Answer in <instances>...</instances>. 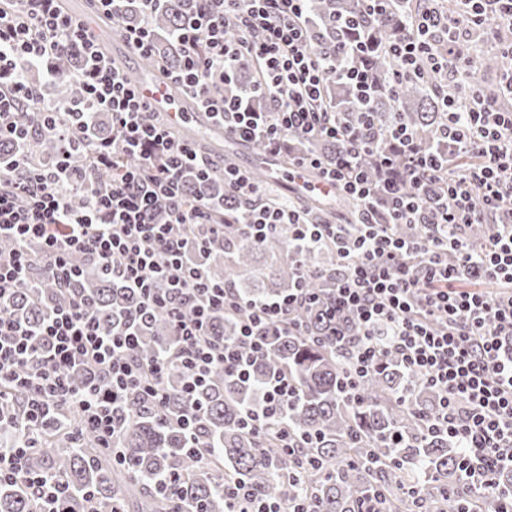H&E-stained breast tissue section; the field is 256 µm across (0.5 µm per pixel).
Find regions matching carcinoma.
Instances as JSON below:
<instances>
[{"label": "carcinoma", "instance_id": "obj_1", "mask_svg": "<svg viewBox=\"0 0 512 512\" xmlns=\"http://www.w3.org/2000/svg\"><path fill=\"white\" fill-rule=\"evenodd\" d=\"M193 0H167L157 14L158 29L168 35L159 52L164 60L142 61V70L154 72L158 66L180 64V49L172 34L188 17ZM422 6L421 0H401L399 10L383 25L349 32L343 39L369 40L362 62L376 79V99L371 123L381 151L393 150L391 129L401 123L413 130L422 144L438 146L436 130L444 121L440 106L442 76L407 79L398 95L388 91L394 61L385 53L389 42L403 35L408 15ZM355 9L354 0H312L310 16L318 35L312 52L337 39L338 13ZM502 66L495 52L482 54L477 68L497 72ZM480 92L497 101L503 111L512 110V98L501 92L500 82L477 83ZM328 92L336 98L338 111L349 115L357 105L352 88L331 81ZM55 138L44 133L28 135L23 151L43 160L59 154ZM310 149L326 159L336 158L342 145L314 140ZM190 197L203 196L215 206L224 205L222 171L202 180L189 172L185 178ZM298 206L318 220L334 215L352 217L356 206L349 196L334 192L323 198L306 197ZM497 232L492 219L466 229L474 251ZM207 275L240 294L282 298L293 288H304L314 301L293 312L302 332L265 337L266 351L258 356L250 378L241 380L226 370L214 372L189 400L181 390L182 371L174 366L167 375V399L161 409L137 393L128 395L116 409L114 419L124 425L117 445L126 462L112 464L110 453L99 447L96 436L83 431L71 446L59 448L56 440L78 424L70 409L62 410L60 424H48L42 439L19 430L12 440L31 445L28 468L64 481L70 495L59 503V512H84V494L91 490L100 505L110 512H126L129 496H135V512H225L224 479H235L257 497L303 500L312 512H363L374 499L387 512H496L512 502V469L496 474L493 486L471 482L466 462L456 440L428 433L426 418L438 406V394L391 356L357 381L352 394L344 391V364L349 349L336 346L331 331L332 288L342 269L330 247L289 253L288 227H281L262 243L246 240L235 224L224 225V236L212 239L200 257ZM81 271L79 290L93 301V312L103 330L112 328L135 310L138 297L120 280L106 273L92 259L73 256ZM56 293L45 276H38L29 288H22L6 306L15 315L30 321L39 318L55 302ZM214 335L231 343L239 335V323L221 313L214 315ZM139 355L155 356L176 345L165 312L155 310L139 321ZM288 373L297 395L288 405L286 423L290 433L309 432L317 439L290 456L280 448L267 447V440L240 427L246 408L264 405L263 389L274 373ZM77 386H107L97 367L69 372ZM201 407L193 434L201 453L188 454V436L183 415L191 404ZM172 471L180 480L174 492L161 495L153 479ZM29 494L16 485L0 483V512H31Z\"/></svg>", "mask_w": 512, "mask_h": 512}]
</instances>
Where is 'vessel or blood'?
I'll return each mask as SVG.
<instances>
[{"label": "vessel or blood", "mask_w": 512, "mask_h": 512, "mask_svg": "<svg viewBox=\"0 0 512 512\" xmlns=\"http://www.w3.org/2000/svg\"><path fill=\"white\" fill-rule=\"evenodd\" d=\"M124 56L123 68L127 76L132 78L153 111L165 114L177 127L194 124L215 128L216 123L210 114L198 107L192 97L177 92L171 83L138 73L136 56L132 50H125Z\"/></svg>", "instance_id": "obj_1"}]
</instances>
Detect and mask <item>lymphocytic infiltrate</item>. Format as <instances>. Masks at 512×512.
Instances as JSON below:
<instances>
[{
	"label": "lymphocytic infiltrate",
	"instance_id": "f902f5d3",
	"mask_svg": "<svg viewBox=\"0 0 512 512\" xmlns=\"http://www.w3.org/2000/svg\"><path fill=\"white\" fill-rule=\"evenodd\" d=\"M139 20L128 23L129 2ZM62 0H0V142L19 145L30 133L44 132L61 144L56 160L39 162L12 153L0 161V386L26 393L22 413L29 430L43 428L63 403L83 414L112 459L123 462L116 445L121 432L112 414L132 392L155 406L166 396L171 366L182 369L185 394H194L218 369L249 377L247 354L265 351L261 330L287 327L304 304L303 290L280 299H245L213 282L194 262L226 224L239 225L259 241L287 227L289 248L305 251L331 246L343 269L334 290L337 314H354L361 339L350 350L355 375L368 373L386 355L403 365L440 396L429 427L454 438L466 457H476L475 477L512 466V113L480 95L471 79L474 37L493 40L512 22V0H460L455 17L442 14L439 0H426L403 38L388 47L396 67L392 85L432 70L458 85L459 96L442 95L445 121L441 142L476 154V166L451 171L448 158L425 147L403 127L392 135L403 149V170L376 147L370 124L373 83L354 61L363 42L339 40L310 50L314 26L310 0H195L190 17L178 27L182 61L166 77L243 142L262 144L280 154L289 138L326 137L342 145L335 161L298 153L293 165L316 171L320 182L357 202V231L344 224L306 220L292 202L263 203L265 185L247 173L224 170V185L234 204L214 210L204 198H190L187 171L208 177L213 164L192 143L176 139L166 118L149 105L117 62L98 48L84 22L65 13ZM97 13L141 57L157 51L152 26L164 0H92ZM234 27L236 39L225 30ZM449 37L440 52L437 35ZM78 51L82 64L60 72L56 61ZM249 58L257 71L250 91L238 88L236 63ZM355 84L360 93L350 117L339 115L327 99L331 80ZM73 85L69 101L50 104L45 86ZM110 116L112 134L88 154L79 148L87 134L81 114ZM169 211L152 219L158 200ZM499 218L498 236L473 251L465 236L471 224ZM395 224H418L420 237L405 241ZM457 253L448 264V250ZM91 256L136 292L143 309L167 312L177 347L171 355L135 358L139 317L132 314L105 334L92 303L77 293L80 276L71 259ZM50 279L61 304L39 321L14 315L5 302L29 287L35 273ZM475 280L461 287L462 278ZM221 312L237 318V341L212 336L210 321ZM98 366L110 388L76 387L70 369ZM296 388L286 374L264 387L262 409H245L244 427L259 432L274 447L296 446L281 421ZM5 415L0 412V480L24 485L33 512H53L66 487L30 471L27 448L4 447Z\"/></svg>",
	"mask_w": 512,
	"mask_h": 512
}]
</instances>
